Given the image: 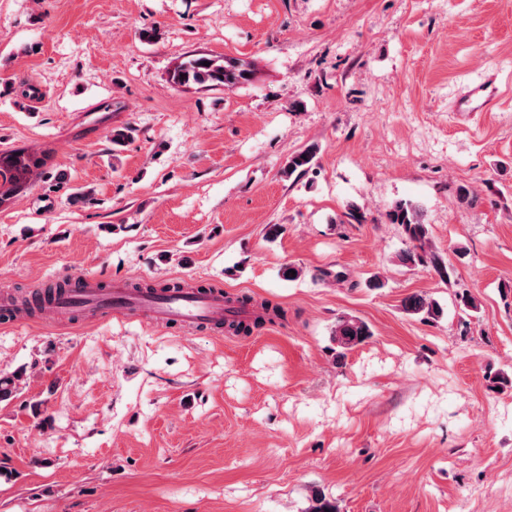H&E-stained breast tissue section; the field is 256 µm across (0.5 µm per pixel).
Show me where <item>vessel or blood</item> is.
Here are the masks:
<instances>
[{"label": "vessel or blood", "mask_w": 512, "mask_h": 512, "mask_svg": "<svg viewBox=\"0 0 512 512\" xmlns=\"http://www.w3.org/2000/svg\"><path fill=\"white\" fill-rule=\"evenodd\" d=\"M496 88L492 82L473 87L458 104L462 112H487L496 104ZM69 304L47 301L36 297L32 307L54 316L65 317L70 305L76 304L93 310L98 318L109 320L144 315L160 325H174L183 329L216 327L225 317H248L250 308L225 302L217 291L191 287L182 280L179 288L164 296L146 294L127 281L105 282L97 277L75 276L70 282Z\"/></svg>", "instance_id": "obj_1"}]
</instances>
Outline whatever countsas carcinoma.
<instances>
[{
	"instance_id": "1",
	"label": "carcinoma",
	"mask_w": 512,
	"mask_h": 512,
	"mask_svg": "<svg viewBox=\"0 0 512 512\" xmlns=\"http://www.w3.org/2000/svg\"><path fill=\"white\" fill-rule=\"evenodd\" d=\"M209 65H204V62ZM252 71L247 65L236 59H222L205 55H189L175 68L172 79L178 85H199L209 89H217L224 85H234L250 81ZM317 148L312 146L295 152L288 157L284 173L291 176L296 172L304 174L309 171L316 157ZM49 152L30 153L22 148L0 151V204L17 196L27 188L30 175L46 165ZM391 224H399L409 241V247L403 250L398 259L406 266L429 264L444 279L451 278L453 269L447 266L442 258L429 248V230L422 222L421 214L416 206L409 202L395 203L386 214ZM403 310L410 315L425 314L431 318L442 315V307L423 295L413 294L402 301ZM264 319L257 318L251 323L235 319L224 321V326L234 333L245 335L263 325ZM372 333L369 326L357 318H341L337 320L334 340L338 347L351 350L366 341ZM22 372L0 376V402L12 399L18 391ZM310 512H339L337 502L319 490L313 491Z\"/></svg>"
}]
</instances>
